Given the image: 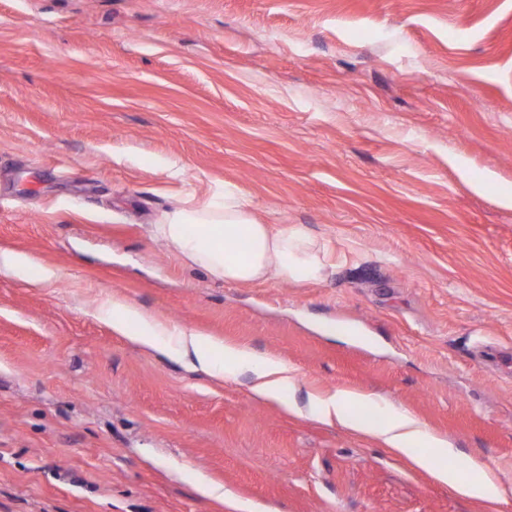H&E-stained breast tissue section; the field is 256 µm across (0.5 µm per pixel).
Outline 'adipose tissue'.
I'll return each mask as SVG.
<instances>
[{"label": "adipose tissue", "mask_w": 512, "mask_h": 512, "mask_svg": "<svg viewBox=\"0 0 512 512\" xmlns=\"http://www.w3.org/2000/svg\"><path fill=\"white\" fill-rule=\"evenodd\" d=\"M151 232L155 240L173 247L189 265L228 283L320 281L327 277L333 255L329 242L312 235L304 225L261 223L247 193L232 185L225 186L223 202L173 209L153 225ZM98 313L131 342L184 363L192 371L217 378L248 374L257 398L279 400L282 389L294 379L293 368L278 358L162 324L121 298L108 300ZM369 401L367 395L339 389L315 399L310 410L323 420L375 438L462 495L486 498L490 478L485 465L471 463L464 478L457 470L440 466V459L453 455V448L407 410L385 405L381 418L353 417L352 408ZM417 445L428 448V455H414Z\"/></svg>", "instance_id": "ef3b65f1"}]
</instances>
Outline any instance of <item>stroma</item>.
Returning a JSON list of instances; mask_svg holds the SVG:
<instances>
[{
  "label": "stroma",
  "instance_id": "obj_1",
  "mask_svg": "<svg viewBox=\"0 0 512 512\" xmlns=\"http://www.w3.org/2000/svg\"><path fill=\"white\" fill-rule=\"evenodd\" d=\"M184 172L173 177L172 165ZM244 189L331 241L319 282L242 286L149 226ZM0 512H512V0H0ZM284 360L277 402L92 316ZM339 388L411 411L470 499L291 413Z\"/></svg>",
  "mask_w": 512,
  "mask_h": 512
}]
</instances>
